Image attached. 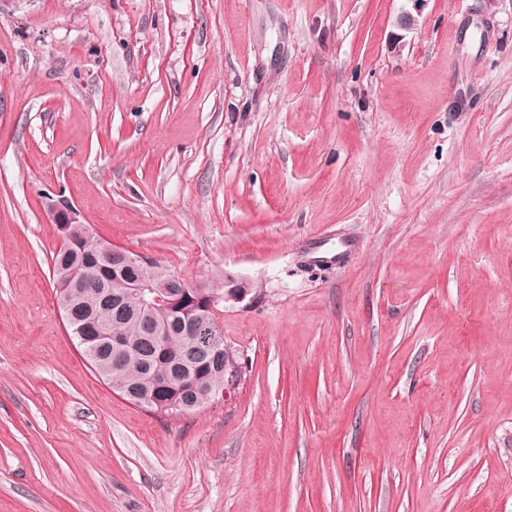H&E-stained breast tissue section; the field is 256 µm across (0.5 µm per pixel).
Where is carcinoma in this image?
Masks as SVG:
<instances>
[{
	"label": "carcinoma",
	"instance_id": "1",
	"mask_svg": "<svg viewBox=\"0 0 512 512\" xmlns=\"http://www.w3.org/2000/svg\"><path fill=\"white\" fill-rule=\"evenodd\" d=\"M100 248L98 237L90 234L53 255L56 297L68 295L72 301L71 319L66 323L68 335L96 374L115 386L137 389L150 377L175 380L172 391L161 393L157 403L145 407L148 412L165 417L183 408L193 397L206 394L207 389L218 388L224 376L214 364L196 360L183 365L193 355L196 343L166 313H154L163 329L161 336L143 333L135 302L126 315L115 316L108 303L113 289L112 274L97 259ZM123 275L131 283L148 279L157 284L174 272L157 260L146 269L130 266ZM99 330L107 331L110 336L125 337L120 365H115L116 353L107 339L97 335Z\"/></svg>",
	"mask_w": 512,
	"mask_h": 512
}]
</instances>
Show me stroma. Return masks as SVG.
Wrapping results in <instances>:
<instances>
[{
  "label": "stroma",
  "instance_id": "1",
  "mask_svg": "<svg viewBox=\"0 0 512 512\" xmlns=\"http://www.w3.org/2000/svg\"><path fill=\"white\" fill-rule=\"evenodd\" d=\"M57 201L245 289L231 399L96 377ZM0 512H512V0H0Z\"/></svg>",
  "mask_w": 512,
  "mask_h": 512
}]
</instances>
